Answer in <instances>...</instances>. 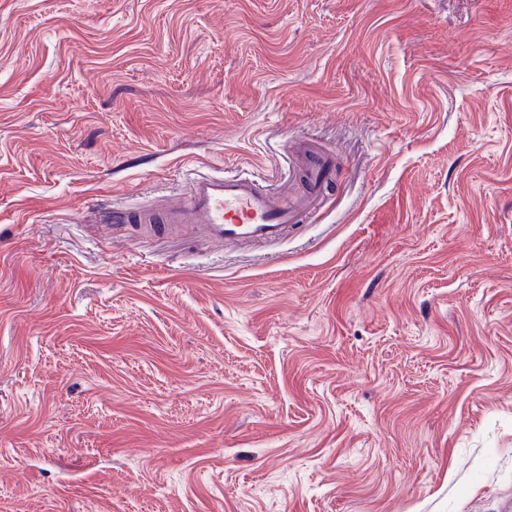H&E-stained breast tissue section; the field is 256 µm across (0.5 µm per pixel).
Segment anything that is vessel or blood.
I'll use <instances>...</instances> for the list:
<instances>
[{
	"label": "vessel or blood",
	"mask_w": 512,
	"mask_h": 512,
	"mask_svg": "<svg viewBox=\"0 0 512 512\" xmlns=\"http://www.w3.org/2000/svg\"><path fill=\"white\" fill-rule=\"evenodd\" d=\"M293 164L302 172L304 189L283 203H275L255 177L205 174L190 178L181 198L161 207L157 218L166 225H200L218 242H280L322 203L336 157L322 145L302 140L296 144Z\"/></svg>",
	"instance_id": "b4317fda"
}]
</instances>
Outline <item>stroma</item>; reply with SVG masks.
Returning a JSON list of instances; mask_svg holds the SVG:
<instances>
[{
  "mask_svg": "<svg viewBox=\"0 0 512 512\" xmlns=\"http://www.w3.org/2000/svg\"><path fill=\"white\" fill-rule=\"evenodd\" d=\"M0 512H512V0H0ZM293 165L302 172L304 189L276 204L274 194L254 176L197 175L187 181L182 197L164 205L149 222L200 224L218 242L273 244L288 236L294 224L312 214L336 170V156L310 140L297 142Z\"/></svg>",
  "mask_w": 512,
  "mask_h": 512,
  "instance_id": "35a3bbf8",
  "label": "stroma"
}]
</instances>
